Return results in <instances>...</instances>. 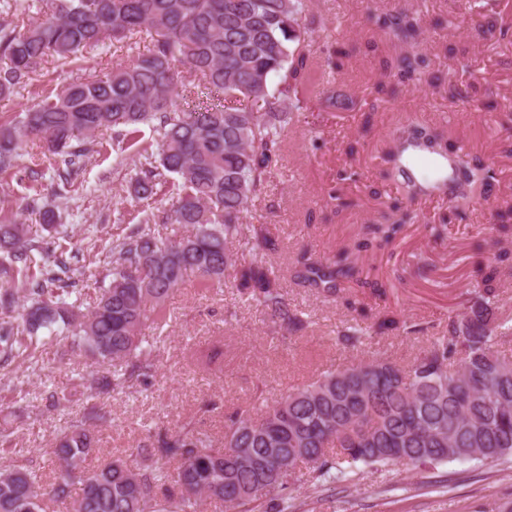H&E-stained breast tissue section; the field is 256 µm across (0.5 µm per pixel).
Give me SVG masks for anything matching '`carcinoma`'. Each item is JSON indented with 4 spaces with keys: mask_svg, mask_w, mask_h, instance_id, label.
<instances>
[{
    "mask_svg": "<svg viewBox=\"0 0 512 512\" xmlns=\"http://www.w3.org/2000/svg\"><path fill=\"white\" fill-rule=\"evenodd\" d=\"M307 0H50L43 15L21 24H0V99L49 60L68 63L105 39L150 36L146 52L124 65L74 80L39 96L8 123L0 124V174L18 168V148L37 138L56 159L58 179L72 185L86 159L96 153L95 135L112 131V145L136 150L144 162L131 177L143 204L142 217L112 239L107 287L92 305L68 302L74 283L65 279L74 254L51 249L28 224H0V273L23 265V298L0 289V309L17 316L0 321V356L36 358L43 334L63 359L78 354L92 371L78 387L90 403L81 419L56 439L54 482L41 484L23 464L0 466V512H49V504L70 512H201L206 502L239 512H288L285 490L301 466L321 489L345 482L364 469L402 463L430 468L452 461H496L512 456V360L495 349L510 334L496 305L503 277L512 271V252L492 263L477 262L472 293L462 318L448 320L408 362L387 358L323 373L271 405L240 407L227 416L222 446L189 422L158 432L153 441L128 449L136 466L116 458L87 468L96 450V432L110 414L96 400L146 378L155 370L143 330L160 326L166 303L189 273L208 286L233 279L238 293L290 333L308 328L284 292L285 276L265 255L277 249L273 224H245L248 207L267 196L272 166L284 148L283 133L303 109L318 82L312 51L316 19L303 21ZM385 40L399 50L383 60L401 83L420 86L428 58L416 51L417 13L374 14ZM484 32L512 36V23L499 14H477ZM204 81L224 103L192 111L174 97L185 75ZM157 134L156 150L141 146L140 126ZM421 148L452 164L450 173L421 181L406 171L403 156ZM385 176L397 181L410 201L453 195L454 211L467 208L496 180L495 168L466 151H448L443 131L419 123L393 132L386 149ZM170 192L169 209L155 206ZM338 214L350 202L334 187L322 189ZM42 229L56 228L51 209L27 203ZM497 237L512 236V197L495 214ZM411 213L398 203L380 220L364 226L354 250L323 262L301 253L290 277L325 297L356 283L346 303L364 309L365 299L383 296L388 285L363 276L362 252L383 249ZM178 225L162 233L155 225ZM243 244L255 252L237 264L230 249ZM419 324L386 310L371 323L349 324L336 339L356 348L371 336L410 335Z\"/></svg>",
    "mask_w": 512,
    "mask_h": 512,
    "instance_id": "obj_1",
    "label": "carcinoma"
}]
</instances>
